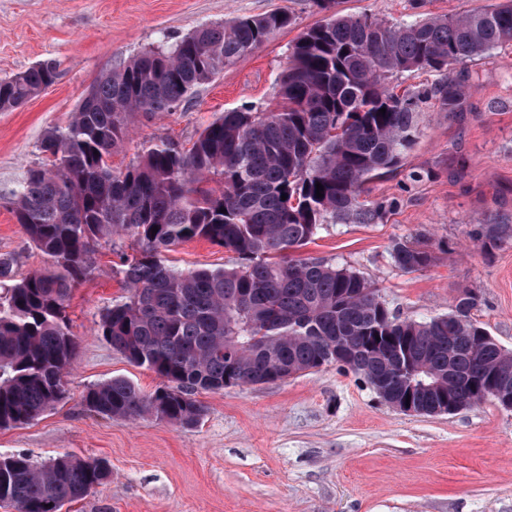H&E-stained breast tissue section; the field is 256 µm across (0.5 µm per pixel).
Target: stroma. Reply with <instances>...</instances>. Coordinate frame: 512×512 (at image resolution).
Returning <instances> with one entry per match:
<instances>
[{"instance_id": "obj_1", "label": "stroma", "mask_w": 512, "mask_h": 512, "mask_svg": "<svg viewBox=\"0 0 512 512\" xmlns=\"http://www.w3.org/2000/svg\"><path fill=\"white\" fill-rule=\"evenodd\" d=\"M500 0H335L339 14L391 22L491 9ZM294 18L259 49L195 90L169 115H135L112 156L125 167L168 140L190 148L221 113L276 106L278 81L297 36L324 17L312 0H0V79L38 62L59 64L56 83L16 110L0 111V254L19 273L44 267L14 215V193L42 162L44 131L66 125L92 84L142 52L241 15ZM468 86L455 108L428 101L399 166L374 177L364 199L384 204L372 224H326L304 246L360 273L402 318L448 314L459 291L480 296L472 317L512 349V239L476 246L475 225L512 215V47L455 66ZM429 238L435 263L405 273L393 241ZM101 243L66 314L78 347L56 409L0 429V454L38 461L69 454L107 463L112 479L68 512H512V411L487 400L458 413L407 415L384 404L349 369L329 366L257 386L199 392L198 425L128 422L89 412L84 392L123 376L150 392L154 373L97 334L100 313L126 294L115 249ZM178 269L220 267L222 247L194 240L166 252Z\"/></svg>"}]
</instances>
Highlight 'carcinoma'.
Here are the masks:
<instances>
[{"instance_id":"carcinoma-1","label":"carcinoma","mask_w":512,"mask_h":512,"mask_svg":"<svg viewBox=\"0 0 512 512\" xmlns=\"http://www.w3.org/2000/svg\"><path fill=\"white\" fill-rule=\"evenodd\" d=\"M292 24L290 14L272 11L199 27L100 77L67 125L45 130L44 161L27 170L14 213L46 267L20 278L14 258L0 255V429L65 398L63 376L77 349L67 303L97 245L115 236L135 245L117 267L128 296L100 314L98 333L160 384L146 394L118 376L89 387L85 406L103 418L193 427L206 412L198 392L318 370L339 353L385 404L410 397L426 416L444 403L470 407L493 383L512 390V350L473 320L477 293L462 291L446 315L403 320L362 275L294 256L325 224L382 217L383 205L361 199L363 184L398 166L423 102L460 104L467 88L451 66L512 46V0L399 23L334 14L291 46L279 108L228 111L190 149L163 141L112 169L135 113L176 111L196 87ZM419 70L444 79L428 91L397 92L391 78ZM57 76V62L46 60L0 80V111L24 105ZM211 179L219 187H198ZM511 237L512 223L498 217L471 234L484 248ZM193 239L232 253L228 264H165L163 253ZM390 256L408 273L436 259L419 240L394 242ZM110 476L99 460L0 455V503L62 512Z\"/></svg>"}]
</instances>
